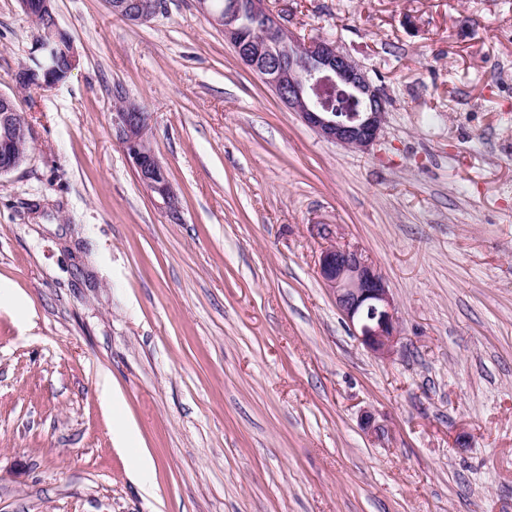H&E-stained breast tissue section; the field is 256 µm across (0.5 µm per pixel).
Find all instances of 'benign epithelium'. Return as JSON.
I'll return each mask as SVG.
<instances>
[{
	"label": "benign epithelium",
	"mask_w": 512,
	"mask_h": 512,
	"mask_svg": "<svg viewBox=\"0 0 512 512\" xmlns=\"http://www.w3.org/2000/svg\"><path fill=\"white\" fill-rule=\"evenodd\" d=\"M268 2L249 0L248 14L255 24L279 33L278 41L265 36L244 41L240 36L239 14L232 10L223 15L214 12L211 0H197V7L214 25L224 29V40L231 44L239 59L259 74L305 124L326 140L358 150L368 149L379 138L385 122V103L378 89L336 44L326 40L305 44L292 35L274 17ZM160 9V0H141L132 12V22H147ZM60 45L59 34L49 31L32 47L30 57L41 62V85L45 88L54 86L52 57ZM325 87L346 90L362 107L345 120L339 118L323 100L321 91ZM0 106L5 108L0 114V153L7 156L13 142L28 139L32 129L28 123H11V96L0 93ZM113 123L139 181L158 200L170 221H182L178 195L166 168L148 150V113L137 111L132 103L115 112ZM318 273L353 335L377 358L391 357L400 340V323L393 297L374 265L358 249L334 245L322 251ZM360 421L372 438L381 441L388 435L386 426L371 411H363Z\"/></svg>",
	"instance_id": "1"
}]
</instances>
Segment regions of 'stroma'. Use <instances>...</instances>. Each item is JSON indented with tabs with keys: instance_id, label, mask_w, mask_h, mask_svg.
Returning <instances> with one entry per match:
<instances>
[{
	"instance_id": "obj_1",
	"label": "stroma",
	"mask_w": 512,
	"mask_h": 512,
	"mask_svg": "<svg viewBox=\"0 0 512 512\" xmlns=\"http://www.w3.org/2000/svg\"><path fill=\"white\" fill-rule=\"evenodd\" d=\"M269 6L378 86L369 151L305 125L196 0L142 24L55 0L80 63L17 90L32 22L0 0V93L33 130L0 177V512H512V0ZM124 99L181 222L117 137ZM332 245L383 276L391 358L322 283Z\"/></svg>"
}]
</instances>
